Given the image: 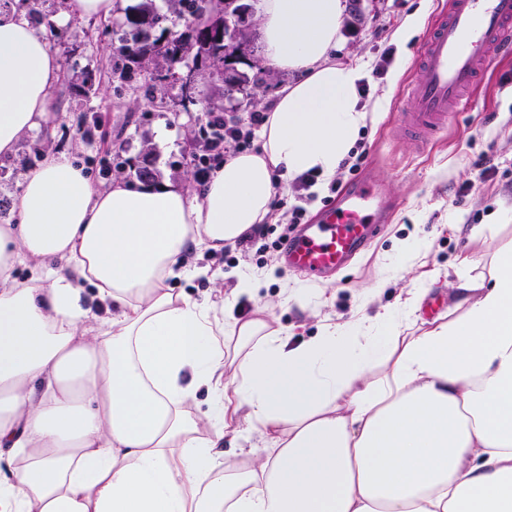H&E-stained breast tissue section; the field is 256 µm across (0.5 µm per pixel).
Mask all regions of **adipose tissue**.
Here are the masks:
<instances>
[{"mask_svg":"<svg viewBox=\"0 0 512 512\" xmlns=\"http://www.w3.org/2000/svg\"><path fill=\"white\" fill-rule=\"evenodd\" d=\"M346 10L260 0L262 63L292 80L260 148L197 195L102 189L64 153L26 176L0 224V512H512V245L416 334L419 291L292 346L168 285L187 252L265 223L283 181L335 178L367 112L364 65L336 59ZM59 80L24 10L0 9V155L49 119ZM247 431L269 447L220 464Z\"/></svg>","mask_w":512,"mask_h":512,"instance_id":"obj_1","label":"adipose tissue"}]
</instances>
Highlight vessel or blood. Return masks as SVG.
<instances>
[{"label":"vessel or blood","instance_id":"vessel-or-blood-1","mask_svg":"<svg viewBox=\"0 0 512 512\" xmlns=\"http://www.w3.org/2000/svg\"><path fill=\"white\" fill-rule=\"evenodd\" d=\"M512 55V0H448L419 53L420 79L407 94L415 102L399 114L401 129L427 137L442 129L466 101L484 64ZM393 210L377 181L357 182L318 221L300 225L282 249L288 268L319 280L367 246Z\"/></svg>","mask_w":512,"mask_h":512}]
</instances>
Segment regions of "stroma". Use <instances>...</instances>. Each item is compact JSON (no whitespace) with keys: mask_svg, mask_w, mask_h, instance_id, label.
<instances>
[{"mask_svg":"<svg viewBox=\"0 0 512 512\" xmlns=\"http://www.w3.org/2000/svg\"><path fill=\"white\" fill-rule=\"evenodd\" d=\"M141 2L115 0V15L108 21L77 17L59 21L60 0H38L36 12L29 14L36 28L51 24L59 33L58 42L51 45L61 71L51 90L55 129L31 133L12 155L0 156V224L13 223L19 183L51 150L68 152L104 186L115 175L131 177L137 168L147 166L154 171V182L170 184L189 196L197 193L191 157L203 150L202 103L218 102L221 111L240 116L248 108L239 99L217 96L215 76L194 51H187L173 65L162 59L146 69L127 63L121 52L130 34L126 17ZM347 3L348 31L338 59L362 62L371 70L383 67L382 75L371 73L364 80L361 98L371 108L379 98L387 100L383 111L368 113L359 132V141L367 145L360 168L338 169L328 188L311 199L286 187L287 207L273 209L269 224L247 255L233 261L220 251L190 255L191 263L208 267V276L171 283L175 291L200 300L231 294L241 273L271 272L257 295L237 298L233 313L244 319L264 318L294 345L318 335L328 322L374 316L415 288L427 289L428 303L447 312L459 300L460 259L476 258L472 276L485 275L489 272L485 256L512 242V226H492L496 214L512 213V55L495 58L463 111L451 115L447 127L421 143L399 130L398 114L414 106L405 90L420 77L418 50L448 0ZM415 14L423 18L420 30L408 42H398V29ZM188 74L194 79L190 96L182 88V78ZM485 153L494 156L497 170L483 179L475 162ZM366 178L375 179L387 198L395 201L389 223L354 261L331 277L312 281L288 269L270 248L286 228L288 206L323 211ZM478 224L487 230L475 238L471 229ZM411 237L426 241L423 256L388 274L400 243ZM298 286L327 289L333 299L319 305L289 296V289Z\"/></svg>","mask_w":512,"mask_h":512,"instance_id":"stroma-1","label":"stroma"}]
</instances>
